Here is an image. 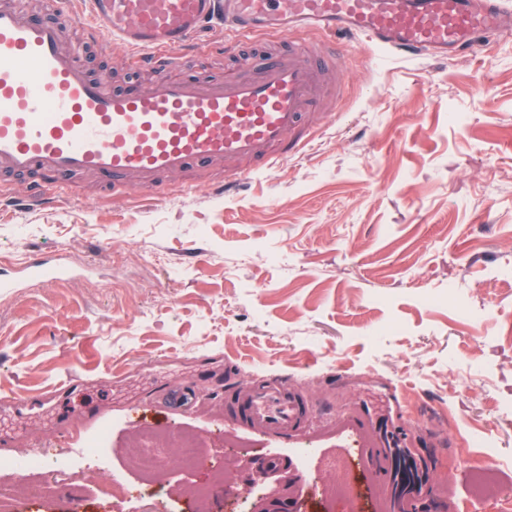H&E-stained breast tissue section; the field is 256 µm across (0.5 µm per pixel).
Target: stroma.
Wrapping results in <instances>:
<instances>
[{
  "instance_id": "stroma-1",
  "label": "stroma",
  "mask_w": 512,
  "mask_h": 512,
  "mask_svg": "<svg viewBox=\"0 0 512 512\" xmlns=\"http://www.w3.org/2000/svg\"><path fill=\"white\" fill-rule=\"evenodd\" d=\"M328 80L346 92L303 155L239 189L90 180L0 207V274L59 253L80 271L0 291V397L22 398L0 458L44 462L0 470L7 512H117L122 492L132 512H378L345 429L364 412L437 476L430 512L512 502V33L442 58L355 39ZM280 378L313 404L305 434L238 430L231 395ZM185 434L201 463L178 459ZM95 438L101 472L75 454ZM140 440L162 472L130 467Z\"/></svg>"
}]
</instances>
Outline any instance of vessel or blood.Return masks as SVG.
I'll list each match as a JSON object with an SVG mask.
<instances>
[{
  "label": "vessel or blood",
  "instance_id": "vessel-or-blood-1",
  "mask_svg": "<svg viewBox=\"0 0 512 512\" xmlns=\"http://www.w3.org/2000/svg\"><path fill=\"white\" fill-rule=\"evenodd\" d=\"M73 24L76 50L59 47V24L34 19L23 0H0V177H26L28 201L66 191L90 175L110 192L135 185L161 197L173 177L222 169L232 185L299 157L312 140L304 115L335 98L322 72L337 38L364 39L400 54L472 49L481 32H511L504 0H55ZM214 19L234 37L199 44ZM293 38L273 63L224 79H200L214 55L237 53L256 36ZM132 50L133 69L166 72L152 87L108 88L86 72L81 49ZM245 429L302 435L311 416L288 383L251 388L233 400ZM385 491L384 512H423L431 479H403L391 442L357 452Z\"/></svg>",
  "mask_w": 512,
  "mask_h": 512
}]
</instances>
